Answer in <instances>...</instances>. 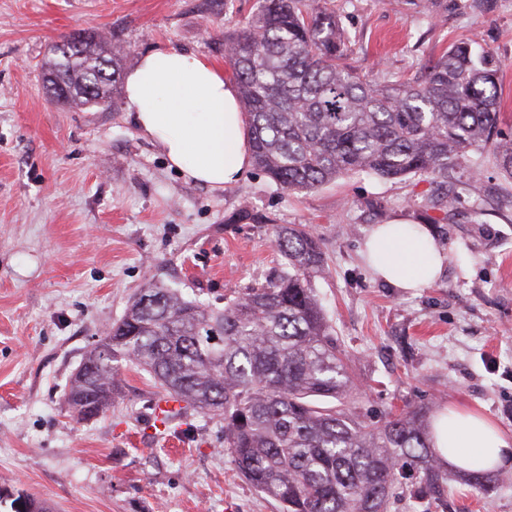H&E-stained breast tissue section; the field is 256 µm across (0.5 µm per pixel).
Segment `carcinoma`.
Masks as SVG:
<instances>
[{
    "label": "carcinoma",
    "mask_w": 512,
    "mask_h": 512,
    "mask_svg": "<svg viewBox=\"0 0 512 512\" xmlns=\"http://www.w3.org/2000/svg\"><path fill=\"white\" fill-rule=\"evenodd\" d=\"M43 64L54 102L98 105L117 93L129 49L77 32ZM328 13L306 0H259L224 38V58L252 132L255 167L276 185L312 191L349 172L418 177L432 202L478 175L475 153L512 179V137L498 130L501 61L487 48L454 44L420 81L369 76ZM274 243L287 271L219 308L156 284L129 305L71 378L66 403L78 418L112 404L122 362L146 370L162 395L224 421L238 474L281 512H390L404 489L415 512L448 497V473L432 451L421 408L360 419L347 400L348 357L314 288L326 273L322 244L302 224H281Z\"/></svg>",
    "instance_id": "carcinoma-1"
}]
</instances>
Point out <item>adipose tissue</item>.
<instances>
[{
  "label": "adipose tissue",
  "instance_id": "adipose-tissue-1",
  "mask_svg": "<svg viewBox=\"0 0 512 512\" xmlns=\"http://www.w3.org/2000/svg\"><path fill=\"white\" fill-rule=\"evenodd\" d=\"M124 102L138 130L186 178L221 190L251 168V134L238 85L204 57L172 47L145 54L124 78ZM365 251L373 276L404 291L433 285L448 260L426 225L403 219L374 227ZM430 432L438 461L454 471L512 464V436L476 412L444 409Z\"/></svg>",
  "mask_w": 512,
  "mask_h": 512
}]
</instances>
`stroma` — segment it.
Wrapping results in <instances>:
<instances>
[{
    "label": "stroma",
    "instance_id": "1",
    "mask_svg": "<svg viewBox=\"0 0 512 512\" xmlns=\"http://www.w3.org/2000/svg\"><path fill=\"white\" fill-rule=\"evenodd\" d=\"M332 4L348 65L403 79L454 43L477 40L504 63L499 127L512 132V0H311ZM257 0H0V493L53 512H280L235 468L224 423L190 409L157 421L160 390L121 368L111 409L64 408L86 353L148 284L224 307L282 273L277 224L309 225L329 272L315 289L350 359L365 418L457 405L512 433V181L493 160L430 202L417 178L364 174L288 191L251 170L214 191L171 168L125 108L68 107L41 65L76 32L117 35L124 69L173 47L225 67L222 42ZM427 225L448 251L418 292L376 280L363 258L373 225ZM488 493L449 474L448 512H512V466Z\"/></svg>",
    "mask_w": 512,
    "mask_h": 512
}]
</instances>
